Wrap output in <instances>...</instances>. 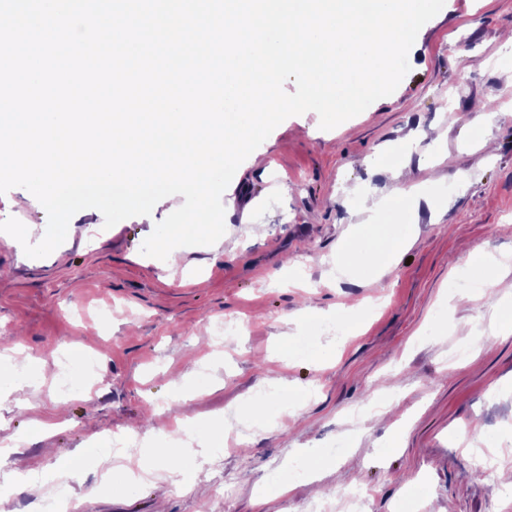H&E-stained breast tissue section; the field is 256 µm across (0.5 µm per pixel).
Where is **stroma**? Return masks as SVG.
I'll return each instance as SVG.
<instances>
[{
  "label": "stroma",
  "instance_id": "stroma-1",
  "mask_svg": "<svg viewBox=\"0 0 512 512\" xmlns=\"http://www.w3.org/2000/svg\"><path fill=\"white\" fill-rule=\"evenodd\" d=\"M509 29L512 0H445L391 95L330 130L313 112L281 122L225 190L224 236L182 248L177 266L140 248L180 195L108 229L100 211H79L90 237H67L44 258L0 246V349L10 353L0 440L21 436L7 467L34 473L0 486V512H36L62 480L57 448L81 467L79 512H308L315 502L345 512L346 488L365 496L366 512H396L408 493L419 512H512L491 476H471L478 450L512 467V322L502 292L454 295L458 277L489 280L512 256ZM479 100L501 112L498 124L483 128ZM365 190L380 197L389 237L368 261ZM47 222L26 189L0 195V235L25 224L35 244ZM403 238L409 246L393 249ZM471 254L476 264L457 266ZM338 316L356 319L345 338L310 334ZM224 319L241 333L220 344L211 325ZM479 333L483 347L456 358ZM70 352L100 362L94 386L63 396L56 368ZM265 388L273 396L257 422L249 407ZM32 420L54 423L52 434L29 435ZM181 422L210 441L205 454L174 450L187 490L160 477L109 480L97 467L92 441L132 430L152 451ZM467 424L479 445L457 440ZM289 463L306 471L282 496L272 475ZM227 483L231 495H220Z\"/></svg>",
  "mask_w": 512,
  "mask_h": 512
}]
</instances>
